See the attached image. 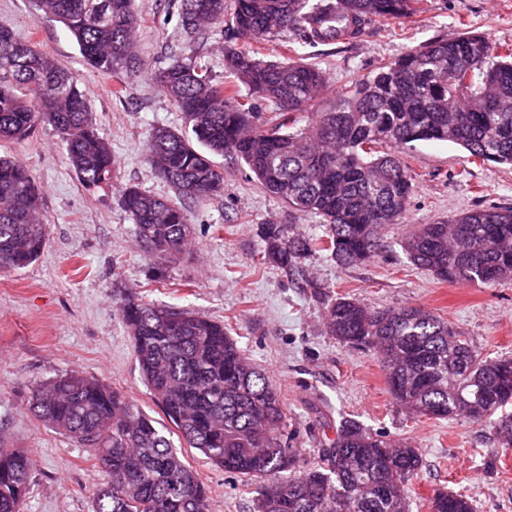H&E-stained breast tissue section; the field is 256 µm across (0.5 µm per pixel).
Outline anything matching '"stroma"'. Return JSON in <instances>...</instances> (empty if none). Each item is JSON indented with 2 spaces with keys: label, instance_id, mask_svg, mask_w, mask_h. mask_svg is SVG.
Masks as SVG:
<instances>
[{
  "label": "stroma",
  "instance_id": "stroma-1",
  "mask_svg": "<svg viewBox=\"0 0 512 512\" xmlns=\"http://www.w3.org/2000/svg\"><path fill=\"white\" fill-rule=\"evenodd\" d=\"M137 2L140 72L133 78L89 67L67 28L36 17L29 0H0V26L52 55L87 91L98 132L112 147L115 186L170 198L172 188L152 173L145 149L155 128L180 131L184 119L153 73L193 50L220 80L233 77L224 65L223 26L189 36L178 0ZM463 32L512 45V0H424L423 13L375 25L354 44L306 47L302 54L336 89L414 46ZM0 154L25 164L41 185L48 238L34 263L0 271V446L30 457L33 487L22 512H93L90 491L105 479L87 449L29 412L40 381L77 372L123 393L157 422L166 420L117 310L124 285L138 287L146 300L224 323L279 390L282 432L300 451L297 470L316 466L340 422L354 419L417 449L422 470L404 487L413 512H427L428 498L439 490L469 496L475 512H512V447H503L492 426L409 414L388 390L379 353L339 342L325 320L330 300L344 296L373 310L421 307L469 336L483 355L512 356V282L491 288L441 282L413 266L403 249L420 225L473 208L512 207L511 166L471 160L448 142L413 143L402 151L414 178L407 213L403 223L383 229L375 258L345 267L315 250L287 270L263 262L262 227L280 224L289 235L318 238L326 224L319 215L289 211L245 165L222 157L223 193L192 204V244L181 259L162 265L157 282L156 260L140 247L114 194L81 186L51 126L0 141ZM184 454L209 490L210 512H253L261 481L227 473L198 450Z\"/></svg>",
  "mask_w": 512,
  "mask_h": 512
}]
</instances>
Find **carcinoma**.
Instances as JSON below:
<instances>
[{
	"instance_id": "obj_1",
	"label": "carcinoma",
	"mask_w": 512,
	"mask_h": 512,
	"mask_svg": "<svg viewBox=\"0 0 512 512\" xmlns=\"http://www.w3.org/2000/svg\"><path fill=\"white\" fill-rule=\"evenodd\" d=\"M137 0H32L37 14L61 22L84 61L107 74L139 72L134 53ZM422 0H180L185 32L226 23L224 63L248 89L240 98L189 52L154 73L182 112L185 131L159 128L147 144L154 173L174 200L118 189L117 203L138 241L161 259L192 238L189 204L224 191L215 157L243 162L267 192L295 212L329 224L323 238H285L264 230V261L288 268L312 249L341 266L370 261L381 231L402 221L413 178L399 150L445 141L489 165H512V49L476 34L412 48L370 76L331 91L324 72L298 54L358 40L365 28L420 12ZM281 58L264 60L233 40L258 44L285 33ZM329 97L316 120L297 114ZM276 112L262 122L258 105ZM39 124L65 140L69 163L90 191L112 188V149L97 131L90 101L71 72L9 28L0 26V140L22 139ZM42 193L31 171L0 157V269H22L47 245ZM415 265L443 282L491 287L512 281V207L474 209L447 222L422 224L404 241ZM119 312L140 373L177 436L224 470L275 477L295 467L281 440L282 402L268 376L249 363L224 323L187 309L159 307L129 289ZM337 340L378 350L395 402L417 417H463L494 428L512 447V357H484L451 324L421 308L374 311L340 297L327 306ZM30 410L47 427L91 452L107 479L92 489L94 512H209L208 489L173 446L170 429L120 392L71 373L38 383ZM322 463L276 482L255 512H410L403 486L422 458L407 442L388 441L355 420L336 429ZM31 461L0 448V512H21L31 490ZM429 512H474L462 494L438 491Z\"/></svg>"
}]
</instances>
